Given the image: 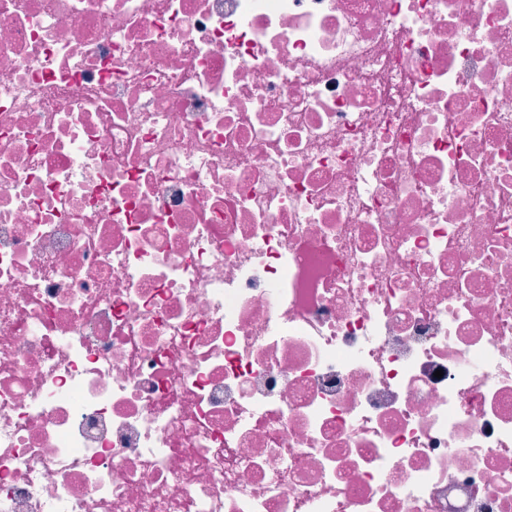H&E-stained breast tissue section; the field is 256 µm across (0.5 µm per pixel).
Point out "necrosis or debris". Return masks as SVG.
Returning a JSON list of instances; mask_svg holds the SVG:
<instances>
[{"label":"necrosis or debris","mask_w":512,"mask_h":512,"mask_svg":"<svg viewBox=\"0 0 512 512\" xmlns=\"http://www.w3.org/2000/svg\"><path fill=\"white\" fill-rule=\"evenodd\" d=\"M0 512H512V0H0Z\"/></svg>","instance_id":"necrosis-or-debris-1"}]
</instances>
